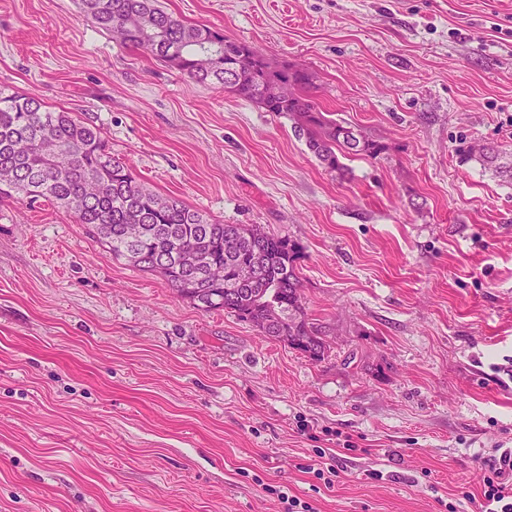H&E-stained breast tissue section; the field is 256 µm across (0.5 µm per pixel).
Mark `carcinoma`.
<instances>
[{
    "label": "carcinoma",
    "mask_w": 512,
    "mask_h": 512,
    "mask_svg": "<svg viewBox=\"0 0 512 512\" xmlns=\"http://www.w3.org/2000/svg\"><path fill=\"white\" fill-rule=\"evenodd\" d=\"M83 11L122 43L143 48L191 81L217 83L266 112L285 115L297 137L328 173L342 179L351 156L378 158L388 147L336 121L307 90L314 75L303 65H279L260 50L224 36V30L193 25L165 12L158 0H82ZM234 69L224 72V64ZM278 79L293 86L290 98L270 101L262 85ZM461 160H477L512 181V160L490 143L462 142ZM49 200L69 210L112 255L143 271L156 272L202 311L222 310L237 319L279 312L278 325L261 332L320 362L328 357L322 328L309 317L302 294L296 246L256 224H221L181 200L148 189L112 157L100 127L71 112L50 111L33 96L0 91V201ZM138 224L139 238L126 239ZM236 237L240 248L224 251ZM196 253L197 268L178 256ZM262 275L241 281L255 257Z\"/></svg>",
    "instance_id": "obj_1"
}]
</instances>
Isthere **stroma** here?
<instances>
[{
  "instance_id": "obj_1",
  "label": "stroma",
  "mask_w": 512,
  "mask_h": 512,
  "mask_svg": "<svg viewBox=\"0 0 512 512\" xmlns=\"http://www.w3.org/2000/svg\"><path fill=\"white\" fill-rule=\"evenodd\" d=\"M314 75L388 145L339 179L288 118L0 0V88L156 192L295 243L314 362L197 310L54 203L0 201V512H478L512 448V0H159ZM462 161L477 160L484 168L493 169L500 177L512 181V159L503 161L500 151L490 143L461 142L456 149Z\"/></svg>"
}]
</instances>
